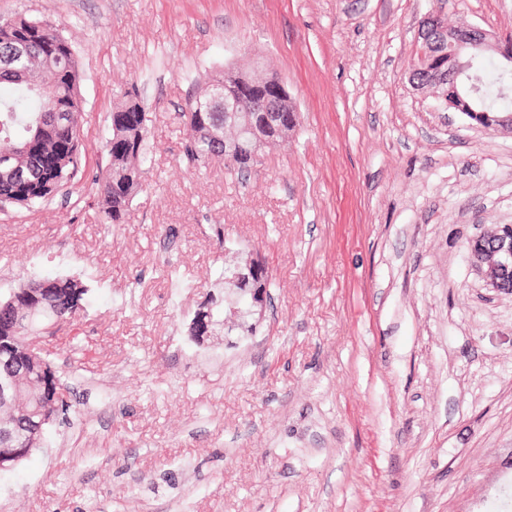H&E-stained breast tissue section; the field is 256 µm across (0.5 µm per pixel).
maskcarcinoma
<instances>
[{"mask_svg": "<svg viewBox=\"0 0 512 512\" xmlns=\"http://www.w3.org/2000/svg\"><path fill=\"white\" fill-rule=\"evenodd\" d=\"M460 91L475 110L495 116L512 107V64L498 55L479 57L468 70ZM81 77L72 44L54 24L41 18L0 17V86L12 89L0 97V155L10 154L0 163V209L7 205L36 208L69 188L79 172L85 150V132L80 123ZM268 104L281 111L284 133L262 125L255 116L253 132L224 130V112L216 107L199 112L196 102L187 101L180 113L185 127L184 155L189 162L204 166L224 154L229 141L235 155L227 166L239 174L249 172L258 162L255 151L260 141L269 148L286 139L296 127L297 115L288 95L268 93ZM105 144H126L128 151L107 152V162L88 172L96 188L97 204L107 224L125 222L135 196L142 188L144 167L152 160L147 136V115L136 88L122 93V100L107 118ZM232 282L219 279L212 301L200 307L191 320L189 332L202 336L210 331L219 336L233 329L253 331L251 317L237 316V323L224 326L226 311L244 305L251 290H264L268 268L259 259L243 263ZM88 288L70 276L33 279L5 297H0V335L17 337V348L25 337L54 335L57 323H73L84 311ZM69 388L64 378L43 357L28 367L19 380L10 405L0 404V416L7 418L22 410L34 418L46 415L56 420L59 410H68L65 400L55 401L57 389Z\"/></svg>", "mask_w": 512, "mask_h": 512, "instance_id": "1", "label": "carcinoma"}]
</instances>
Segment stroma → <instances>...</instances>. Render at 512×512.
I'll return each mask as SVG.
<instances>
[{"instance_id": "35a3bbf8", "label": "stroma", "mask_w": 512, "mask_h": 512, "mask_svg": "<svg viewBox=\"0 0 512 512\" xmlns=\"http://www.w3.org/2000/svg\"><path fill=\"white\" fill-rule=\"evenodd\" d=\"M512 40V0H0L75 50L82 169L136 87L152 163L126 223L97 198L0 211V294L74 275L42 339L69 424L0 472V512H512V293L468 243L512 224V133L409 81L421 22ZM261 68L298 115L247 177L193 167L179 114ZM267 265L249 336L188 324L224 266Z\"/></svg>"}]
</instances>
